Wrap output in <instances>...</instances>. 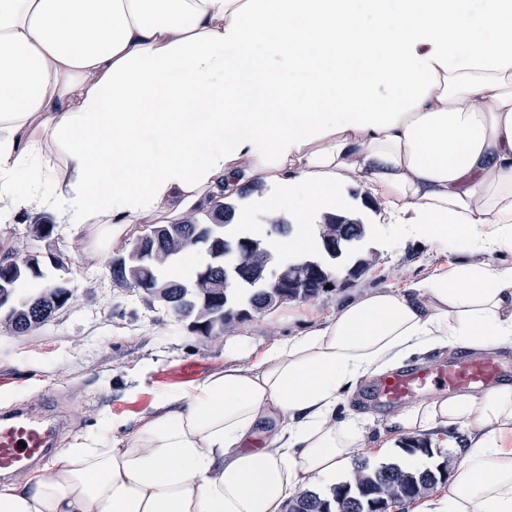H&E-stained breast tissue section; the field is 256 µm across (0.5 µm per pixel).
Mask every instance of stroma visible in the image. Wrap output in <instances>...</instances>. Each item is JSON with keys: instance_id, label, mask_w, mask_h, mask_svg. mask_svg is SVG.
<instances>
[{"instance_id": "obj_1", "label": "stroma", "mask_w": 512, "mask_h": 512, "mask_svg": "<svg viewBox=\"0 0 512 512\" xmlns=\"http://www.w3.org/2000/svg\"><path fill=\"white\" fill-rule=\"evenodd\" d=\"M383 217L380 210L369 215L377 261L361 278L350 282L337 273L332 288L317 298L255 316L238 324L236 333L260 351L274 340L303 334L368 292L406 287L460 261V254L436 246L387 237ZM94 243L89 227L77 235L55 231L45 243L25 222L14 226L12 242L0 243V254L28 247L73 260L72 297L65 309L25 335L0 326V407L15 400L54 401L73 422L64 439L68 446L97 431L109 442L127 439L159 413L163 397L188 391L224 369L226 336L190 334L139 290L117 286L107 265L82 260V249Z\"/></svg>"}]
</instances>
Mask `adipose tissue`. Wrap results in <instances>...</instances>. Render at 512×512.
Wrapping results in <instances>:
<instances>
[{
  "label": "adipose tissue",
  "instance_id": "1",
  "mask_svg": "<svg viewBox=\"0 0 512 512\" xmlns=\"http://www.w3.org/2000/svg\"><path fill=\"white\" fill-rule=\"evenodd\" d=\"M359 185L399 241L452 263L343 305L166 398L130 438L90 433L0 512H284L345 476L366 420L346 392L410 356L512 347V0H0V238L46 213L100 238L240 200L304 257L316 213ZM248 197H241L243 188ZM502 256L499 264L490 255ZM467 429L418 512H512V385L420 402L389 436Z\"/></svg>",
  "mask_w": 512,
  "mask_h": 512
}]
</instances>
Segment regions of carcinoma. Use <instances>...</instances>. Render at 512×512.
<instances>
[{
	"mask_svg": "<svg viewBox=\"0 0 512 512\" xmlns=\"http://www.w3.org/2000/svg\"><path fill=\"white\" fill-rule=\"evenodd\" d=\"M214 212L213 207L199 208L168 224L174 232L165 239L158 254L145 261L131 260L122 268L111 270L114 283L139 289L159 288L170 300L169 312L202 326V336L212 337L288 301L318 297L332 283L333 273L339 270L346 273L348 280H356L374 262L373 252L364 245L370 224L363 212L350 207L327 213L313 224L314 248L307 258L321 255L331 244L338 246L336 262L329 264L322 274L313 270L299 272L302 262L291 258L279 264L284 280L279 288H258L250 277L243 275L227 287L224 265L210 261L199 265L186 281L172 277L168 268L189 249L184 237L197 225L210 221ZM219 236L246 243L243 260L246 272L263 271L275 261L263 239L250 235L233 221L219 227ZM18 255L29 257L27 273L14 281L11 294L0 299V307L11 310V319L5 326L23 334L48 321L44 296L49 271L48 261L41 253L24 249ZM402 450L409 456H424L430 463L403 467L392 462L371 467L359 461L353 478L335 486L331 497L323 498L315 491L301 492L288 502L287 512H384L392 504L413 503L447 480L448 457L440 449L434 450L426 440L412 437L403 442Z\"/></svg>",
	"mask_w": 512,
	"mask_h": 512,
	"instance_id": "carcinoma-1",
	"label": "carcinoma"
}]
</instances>
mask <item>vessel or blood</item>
Listing matches in <instances>:
<instances>
[{"label": "vessel or blood", "instance_id": "vessel-or-blood-1", "mask_svg": "<svg viewBox=\"0 0 512 512\" xmlns=\"http://www.w3.org/2000/svg\"><path fill=\"white\" fill-rule=\"evenodd\" d=\"M506 377L497 358L464 353L385 374L376 382L370 398L379 407L393 408L446 392L491 389ZM59 431L53 413L42 407L19 406L0 416V474L11 476L43 463Z\"/></svg>", "mask_w": 512, "mask_h": 512}]
</instances>
